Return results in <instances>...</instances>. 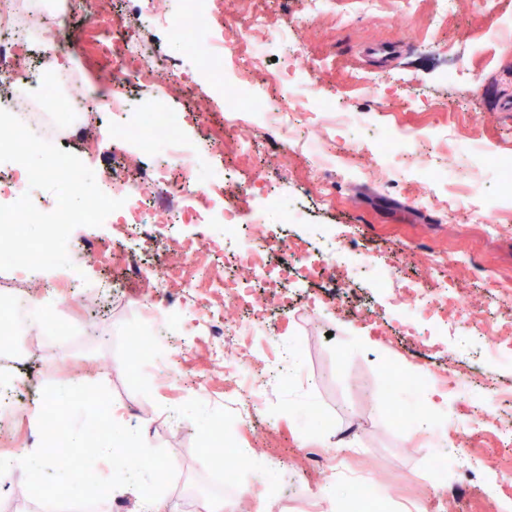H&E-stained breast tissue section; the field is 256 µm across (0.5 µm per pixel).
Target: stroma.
Masks as SVG:
<instances>
[{
    "mask_svg": "<svg viewBox=\"0 0 512 512\" xmlns=\"http://www.w3.org/2000/svg\"><path fill=\"white\" fill-rule=\"evenodd\" d=\"M406 2L381 0L369 11L361 0H322L313 17L308 0H266L263 64L242 81L223 59L209 56L204 36L174 41L166 21L148 15L146 0L134 9L127 0H107L125 11L133 43L186 71L210 110L208 125L198 126L187 116L194 98L136 85L138 127L148 129L158 110L182 118L175 133L199 174L230 176L225 205L245 219L276 224V199L301 202L303 216L289 234L338 247L349 272L341 289L329 280L293 284L276 337L252 327L250 357L230 375L199 341L206 323L188 326L181 289L125 287L126 258L138 243L116 236L111 221L76 227L68 241L72 254L111 253V266L36 272L37 282L64 287L40 296L53 324L28 337L2 324L0 347L16 355L23 382L37 388L76 378L105 385L128 427L173 460L176 477L162 496L167 512L218 502L254 512V499L240 495L252 485L264 490L272 512H355L362 499L381 512H512V353L465 328L449 331L445 317L419 319L411 308L404 314L416 323L412 337L372 335L355 316L365 308L391 310L394 260H402L406 277L428 279L430 252L453 257L449 275L475 302L489 300L484 276L512 286V190L501 186L496 165L499 156L512 155V112L500 108L512 99V32L505 29L512 0H453L440 25L433 22L439 0H417L412 8ZM404 16L415 39L398 29ZM302 45L314 63L293 72L289 90L311 103L326 100L339 124L312 128L283 170L276 147L263 142L262 110L251 116L262 146L247 156L225 129L224 114L231 101L272 92L271 74ZM103 63L83 49L62 71L45 74L52 93L31 94L21 78L9 94L65 129L62 150L90 168L104 190L113 168L128 167L148 181L165 157L143 151L138 138L117 136L124 114L101 112L87 124L61 108L72 86L98 84ZM359 77L375 82V95L363 93ZM218 137L220 153L213 148ZM326 145L335 164L314 175L310 160ZM260 171L271 192L239 196L238 186ZM322 189L334 206L317 203ZM424 190L453 200L447 222L416 204ZM477 207L490 210L499 233L470 220ZM93 297L102 300L94 325L79 323L74 306ZM59 324L65 335H57ZM449 370L462 379L452 390L436 381ZM249 388L262 399L255 441L239 426ZM469 406L483 410L482 423L469 424ZM217 427L224 447L255 442L259 452L226 462L209 448ZM312 448L335 457L328 475L309 460Z\"/></svg>",
    "mask_w": 512,
    "mask_h": 512,
    "instance_id": "obj_1",
    "label": "stroma"
}]
</instances>
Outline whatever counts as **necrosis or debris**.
I'll return each instance as SVG.
<instances>
[{"label":"necrosis or debris","instance_id":"obj_1","mask_svg":"<svg viewBox=\"0 0 512 512\" xmlns=\"http://www.w3.org/2000/svg\"><path fill=\"white\" fill-rule=\"evenodd\" d=\"M266 19L255 13L250 27L236 31L233 38L211 40V52L223 57L240 80H249L262 64L259 52L250 50L252 30H263ZM21 28L13 8L0 6V89H8L20 72L21 59L16 52ZM109 59L102 79L112 87L111 112H131L134 108L129 86L135 80H161L166 91L192 93L189 78L168 68L160 69L157 56L148 48L129 44L120 20L102 5H94L90 24L84 32ZM307 109L303 102L281 99L266 114L269 127L281 135L278 147L282 154H294L302 145L298 130L305 126ZM146 151H165L176 163L175 170L160 169L152 186H144L130 177L125 168L112 171L113 198L123 200L121 209L113 212L112 220L119 235L139 237L156 247H163L165 228L175 224H220L226 241L238 242L239 247L224 276L202 282L196 269L212 249L209 237L185 241L166 263L155 267L156 287L176 284L193 290L192 319H209L210 339L224 340L221 352L225 373H232L237 364L246 360L249 350L238 344L252 324L272 326L274 321L288 318V289L297 280L315 282L335 272L336 256L317 250L312 242L292 238L264 224L261 219L242 223L238 209L225 206L226 183L220 179L200 180L193 163L176 146L168 132L165 115H158L151 130L142 135ZM394 303L397 306H416L419 310L437 315L446 314L450 326L469 324L471 329L488 339H495L500 329L487 310L474 307L458 289L450 284L426 288L417 281L397 278ZM223 293L226 306L223 315L210 317L206 298Z\"/></svg>","mask_w":512,"mask_h":512}]
</instances>
